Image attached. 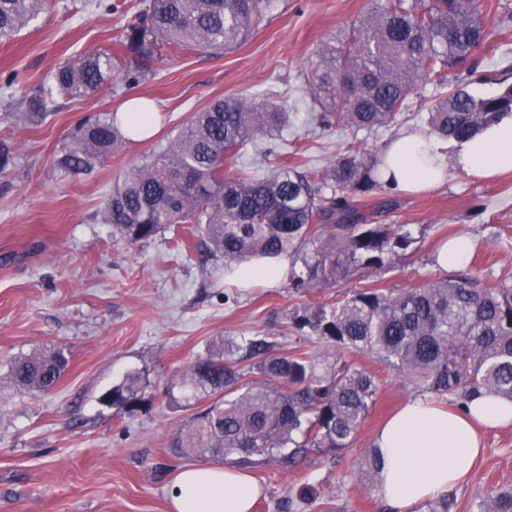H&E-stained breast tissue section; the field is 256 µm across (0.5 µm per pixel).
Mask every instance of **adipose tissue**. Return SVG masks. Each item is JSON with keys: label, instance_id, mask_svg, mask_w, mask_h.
Masks as SVG:
<instances>
[{"label": "adipose tissue", "instance_id": "adipose-tissue-1", "mask_svg": "<svg viewBox=\"0 0 512 512\" xmlns=\"http://www.w3.org/2000/svg\"><path fill=\"white\" fill-rule=\"evenodd\" d=\"M384 182L391 190L413 193L444 184L453 171L486 178L512 170V117L473 139L447 148L434 137L408 128L382 154ZM291 272L287 257H259L236 267L228 281L240 288L277 284ZM512 425V401L480 397L465 410H448L430 397L405 403L379 431V491L393 512H411L428 499L466 481L482 453L480 431ZM261 490L232 467L181 469L170 488L173 512H251Z\"/></svg>", "mask_w": 512, "mask_h": 512}]
</instances>
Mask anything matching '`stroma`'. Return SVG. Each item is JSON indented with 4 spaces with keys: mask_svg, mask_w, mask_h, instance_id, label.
I'll return each mask as SVG.
<instances>
[{
    "mask_svg": "<svg viewBox=\"0 0 512 512\" xmlns=\"http://www.w3.org/2000/svg\"><path fill=\"white\" fill-rule=\"evenodd\" d=\"M118 2V12L105 14L85 0H53L18 35L0 38V138L16 150L14 187L0 196V512H171V483L192 461L167 448L192 411L166 391L198 354L243 336L266 338L275 355L298 347L324 351L318 337L296 329L299 317L366 288L452 276L435 254L457 235L471 242L467 271L491 284L512 272V172L480 180L457 170L423 193L385 189L356 197L374 223L403 225L415 242L386 271L309 294L285 282L225 285L223 259L177 250L188 237L180 224L131 248L114 242L99 212L118 177L216 99L268 90L287 107L283 142L245 154L263 172L283 161L323 168L346 153H382L401 127L426 131L438 92L435 84H421L399 125L357 133L321 128L305 88L316 52L344 39L376 0H279L268 21L233 50L165 56L138 86L111 83L78 100H58L37 128L16 125L5 76L20 73L32 93L72 56L111 45L141 7L140 0ZM486 2L488 40L451 78L477 96L512 84V0ZM133 95L158 105L154 137L127 142L89 173L57 166L80 118L115 114ZM52 345L69 353L56 388L37 396L15 392L7 362ZM349 360L378 384L355 441L337 453L311 452L293 467L277 457L263 460L250 471L261 488L252 512H392L360 464L379 427L419 391L373 356ZM131 371L142 375L152 401L127 414L102 397ZM484 446L468 483L452 491L458 512H470L490 489L512 485V426L486 430ZM306 485L315 498L301 497Z\"/></svg>",
    "mask_w": 512,
    "mask_h": 512,
    "instance_id": "stroma-1",
    "label": "stroma"
}]
</instances>
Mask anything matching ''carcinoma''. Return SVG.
<instances>
[{
    "label": "carcinoma",
    "mask_w": 512,
    "mask_h": 512,
    "mask_svg": "<svg viewBox=\"0 0 512 512\" xmlns=\"http://www.w3.org/2000/svg\"><path fill=\"white\" fill-rule=\"evenodd\" d=\"M275 0H145L110 47L73 57L51 84L19 100L16 122L37 126L55 98L76 99L110 82L135 86L169 53L219 55L243 42L266 21ZM49 6V0H0V37H12ZM486 37L483 0H383L337 46L318 51L307 80L323 112L324 127L358 131L397 121L421 82L443 87ZM512 116V86L475 96L457 86L428 108L429 134L462 142ZM288 112L262 92L220 98L195 113L168 144L153 150L118 181L102 210L112 237L135 245L170 224H187L195 249L241 265L257 256L305 254L302 272L288 276L306 292L338 280L388 268L413 243L395 224H374L352 198L381 189V157L340 156L305 172L281 164L258 174L244 162L248 146L274 140ZM124 130L105 115L82 118L57 165L87 171L122 141ZM15 148L0 139V194L13 188L8 173ZM331 349L375 355L420 391L466 407L487 395L512 401V277L488 285L469 273L383 292L368 288L317 307L297 322ZM258 336L232 342L231 351L208 349L179 383L193 409L173 435L175 456L232 459L252 465L276 453L288 464L313 450L349 447L375 402L378 385L365 369L305 350L273 356ZM250 360L258 374L244 380ZM69 363L62 347L18 356L7 376L21 392L48 393ZM103 399L133 413L150 404L132 373ZM362 473L374 479L380 457L371 450ZM423 512H456L444 494ZM473 512H512V488L490 490Z\"/></svg>",
    "instance_id": "1"
}]
</instances>
